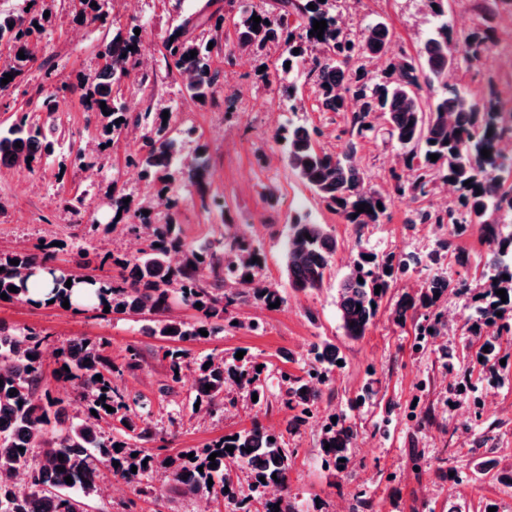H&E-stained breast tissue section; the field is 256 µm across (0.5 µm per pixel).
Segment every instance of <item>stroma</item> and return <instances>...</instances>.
Here are the masks:
<instances>
[{
	"label": "stroma",
	"mask_w": 512,
	"mask_h": 512,
	"mask_svg": "<svg viewBox=\"0 0 512 512\" xmlns=\"http://www.w3.org/2000/svg\"><path fill=\"white\" fill-rule=\"evenodd\" d=\"M196 7L195 0H106L107 23L102 26L79 19L68 0H52L41 56L55 68L51 80L70 85L72 91L58 112H38L34 118L55 123L65 137L51 157L33 168L0 166V252L45 243L57 267L97 275L105 252L131 259L145 248L144 239L121 227L106 236L85 233L86 225L110 223L106 197L111 190L137 201L156 195L159 187L125 162L127 156L145 152L143 127L129 126L114 143L98 148L95 136L103 118L87 111L80 89L81 81L98 69L100 41L139 28L141 64L122 83L121 100L129 114L168 111L176 123L194 126L195 138L181 141L177 150L186 156L206 146L208 192L226 204L224 214L207 213L196 188L172 185L171 194L179 198L181 237L204 247L226 231L259 245V278L284 297L276 308L240 305L235 316L241 327L183 342L182 347L192 360L212 352L243 351L271 371L301 375L312 360L313 344H333L343 365L322 385L314 417L299 431H287L273 381L268 405L253 404L240 393L235 406L225 411L192 414L188 402L196 387L194 368H184L179 380H172L162 358L171 342L151 335L150 321L141 317L105 314L90 305L64 309L0 300V325L44 337L43 385L72 404L78 400L76 386L54 378L57 349L75 339L102 338L109 342L108 355L119 361L128 348H136L138 367L124 371L116 383L151 414L153 435L140 443L146 453L175 458L255 424L283 433L296 450L288 471V496L296 512H354L360 496L371 502L373 512H485L489 506L512 512V487L505 484L512 475V384L498 386L481 378L479 341L468 330L474 294L485 283L488 248L479 225H469L457 236L451 227L412 221L424 206L460 209V191L441 184L423 199L395 192L393 176L405 167L398 144L379 119L373 130L356 138L354 159L366 189L390 194L388 217L380 224L345 223L292 172L275 135L290 123L315 126L323 132L319 148L338 154L345 148L342 132L350 126L349 113L325 111L306 72L284 80L275 51L260 57L236 51L229 63L216 57L215 68L229 81L227 98L216 106L191 102L179 79L167 73L164 43ZM336 17L341 27L354 31L386 24L393 34L392 58L417 54L433 22L423 0H339ZM448 23L457 32L481 24L492 27L496 41L472 66L449 71V85L478 95L491 78L500 97L512 104V4L484 19L475 0H448ZM143 74L149 77L144 85L139 82ZM289 82L295 87L291 97L284 92ZM73 196L83 200L81 215L63 206L64 198ZM297 210L327 225L337 241L323 285L316 290H294L284 271L288 218ZM460 248L469 256L464 266L455 260ZM362 251L416 255L422 262L401 275L365 336L353 339L337 317V285ZM438 270L452 285L439 303L448 328L421 343L415 330L419 313L408 312L400 322L394 306L401 295L423 288ZM462 282L467 292H455ZM251 320L262 322L263 331L245 329ZM332 416L346 419L357 432L350 462L341 471L323 469L319 454L321 426ZM485 459L495 460V467L477 472V463ZM96 484L87 512H234L223 499L184 493L155 473L134 488L103 465Z\"/></svg>",
	"instance_id": "stroma-1"
}]
</instances>
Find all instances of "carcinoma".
I'll return each mask as SVG.
<instances>
[{"label":"carcinoma","instance_id":"cac0c4a2","mask_svg":"<svg viewBox=\"0 0 512 512\" xmlns=\"http://www.w3.org/2000/svg\"><path fill=\"white\" fill-rule=\"evenodd\" d=\"M78 2L81 14L93 22H106L99 0ZM424 2L431 8L435 24L423 47L415 57L404 54L389 63L388 79L373 86L354 84L353 67L382 61L390 39L389 28L383 24L367 26L359 37L352 39L336 25L331 0H275L271 12H258L241 4L233 19L236 47L242 52L263 55L270 46H279L282 72L307 69L327 111H344L347 99L353 98L356 108L352 111L351 129L359 134L373 129L376 114L386 117L389 137L404 150L408 168L413 172L407 182H397L396 191L409 190L424 198L442 182L462 192L463 212L419 209L411 223L450 224L457 235L463 234L468 224L481 225L493 262L484 274L487 285L478 294L479 305L470 332L485 336L482 346L488 347V351L482 356L488 363L501 359V336L512 334V154L507 155L499 148L502 140L512 137V108L503 106L492 86L478 97L465 88L448 87V71L462 62L471 64L478 60L495 38L489 28L468 33L453 31L448 25L446 0ZM35 4L37 0H22L16 10L0 12V46L15 53L14 65L7 72H0V80L7 73L12 75L10 86L22 80L29 64L38 60L37 49L46 18L44 11L34 9ZM254 15L261 18L256 28ZM292 15L305 18V28L292 27ZM315 20L327 24L321 40L310 34ZM206 21L215 32L210 38L211 49L210 41L194 35L203 21L193 15L184 18L171 33L173 41H165L169 74L181 80L186 98L194 102L199 97L203 104L217 102L221 93L213 57L223 52L219 32L224 28V14L212 12ZM138 44L135 34L125 36L120 31L102 43L97 56L103 64L84 84L87 109L99 112L101 104H106L109 122L102 126V135L108 143L109 136L120 133L131 122L150 127L146 152L127 158V164L139 169L145 180L160 182L167 189L178 179L200 191L209 171L206 149L200 147L189 157H181L176 151L178 139L190 138L194 130L173 128L168 122L152 126L149 110L131 120L116 94L115 87L138 68ZM193 50L197 56L191 58ZM20 51L25 58L17 56ZM286 63L290 67H284ZM436 84L445 91L436 97L422 96L423 86ZM69 90L67 84L56 85L51 92L38 89V109L49 114L58 111L60 100ZM321 135L317 127L281 129L277 137L284 143L288 167L347 223H382L391 197L365 189L359 168L351 160L354 142H348L342 154L333 155L316 148ZM57 142V128L47 129L31 122L29 113L22 110L12 122L0 125V162L30 167L51 156ZM483 149L490 151L489 157H483ZM432 154L438 156L434 162L430 159ZM123 199L125 196L114 192L108 196L107 205L123 218L140 220L138 224H129L128 230L143 237L147 245L134 260L104 255L129 271L122 282L67 274L48 266L45 256L18 251L0 253V294L38 306H46L51 300L58 306L65 301L71 305L90 302L101 309L108 306L112 312L150 319L151 335L174 341L199 338L201 329L210 336L224 330V322L235 321L232 312L241 304L251 301L267 307L284 300L278 289L256 287L254 281L246 280V276L255 275L260 250L244 238L224 233L209 246L190 250L176 231L172 216H167L162 224H152L151 216L143 214L163 203L170 209L176 201L165 202L159 195L142 200L133 210ZM361 204L372 212H357ZM335 252L336 238L326 225L314 223L305 213L289 219L284 262L292 287H320ZM12 260L19 264H10ZM407 266L406 259L393 253L381 257L375 254L371 260L358 257L341 282L336 298L346 335H365L391 282L405 273ZM378 285L381 289L377 294ZM11 286L17 292L9 291ZM448 289V281L442 275H433L417 295L404 296L396 309L397 318L405 317L410 309H421L419 338L439 334L447 322L436 304ZM501 289L506 290V302L496 294ZM174 297L196 310L197 315H168ZM198 303L202 307H196ZM494 326L496 331L483 333V328ZM105 348L103 341L80 340L59 352L58 373L76 382L84 413L69 420L61 436L49 438L48 428L64 422L69 403L47 390L40 391L43 339L32 332L19 333L0 326V512H83L84 503L72 496L70 490L76 489L85 497L97 492L98 465L115 461L119 466L112 467L113 475L132 487L145 474L161 470L183 490L212 493L233 503L237 512H251L250 502L254 500L261 502L263 512H293L286 493L275 499L264 498L270 485L288 488L289 462L294 450L286 447L281 433L253 426L206 448L188 449L175 459H160L137 449L138 441L150 437L151 427L145 412L136 410L138 402H129L114 382L123 369L111 361ZM312 354L305 375L279 372L282 406L291 411L287 419L290 432L309 423L319 398L318 385L338 367V353L333 345L316 344ZM163 359L172 379L178 380V371L185 365V351L169 348ZM267 370L265 364H249L234 354L205 355L196 361L197 386L192 403L199 404V408L193 412L212 413L228 404L235 405V399L230 397L234 391L256 394L260 403L268 401L262 378ZM97 375L101 379H95ZM207 384L212 389H205ZM12 389L17 393L9 394ZM109 406L113 411H107ZM104 422L112 424V435L108 437L102 427ZM355 439L353 427L344 420L324 426L319 442L322 463L335 471L344 469L350 462ZM227 446L234 447V451H226ZM35 448L40 449L36 457L32 456ZM214 452L218 453L213 461L217 467L212 468L208 457ZM134 466L135 472L131 471ZM67 476L73 483H66Z\"/></svg>","mask_w":512,"mask_h":512}]
</instances>
